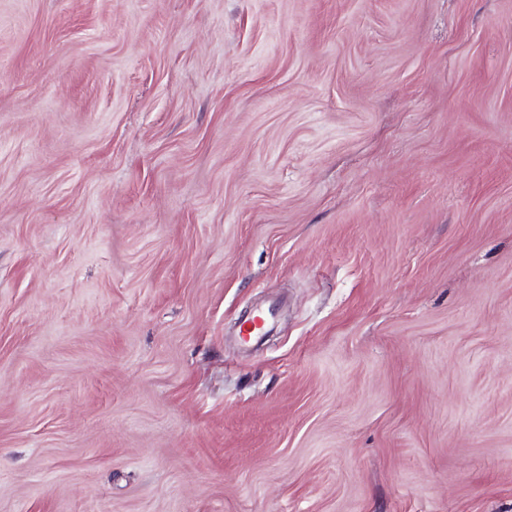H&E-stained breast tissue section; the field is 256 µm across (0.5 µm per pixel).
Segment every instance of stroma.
<instances>
[{
	"label": "stroma",
	"mask_w": 512,
	"mask_h": 512,
	"mask_svg": "<svg viewBox=\"0 0 512 512\" xmlns=\"http://www.w3.org/2000/svg\"><path fill=\"white\" fill-rule=\"evenodd\" d=\"M0 512H512V0H0Z\"/></svg>",
	"instance_id": "stroma-1"
}]
</instances>
